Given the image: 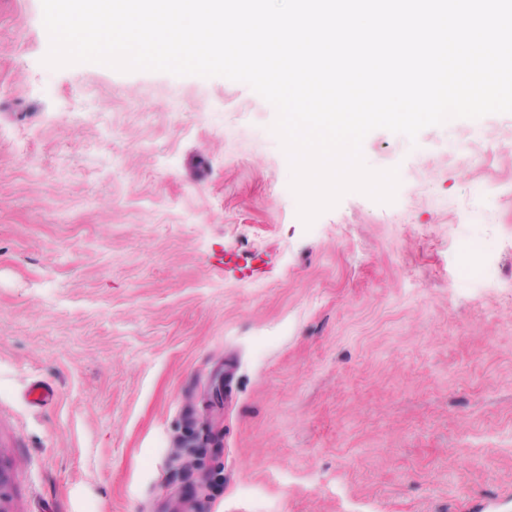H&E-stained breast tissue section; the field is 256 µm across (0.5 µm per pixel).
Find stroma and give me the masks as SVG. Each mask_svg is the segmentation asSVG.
I'll return each mask as SVG.
<instances>
[{"label":"stroma","mask_w":512,"mask_h":512,"mask_svg":"<svg viewBox=\"0 0 512 512\" xmlns=\"http://www.w3.org/2000/svg\"><path fill=\"white\" fill-rule=\"evenodd\" d=\"M48 49L0 0L11 512H512V113L307 226L250 86Z\"/></svg>","instance_id":"1"}]
</instances>
